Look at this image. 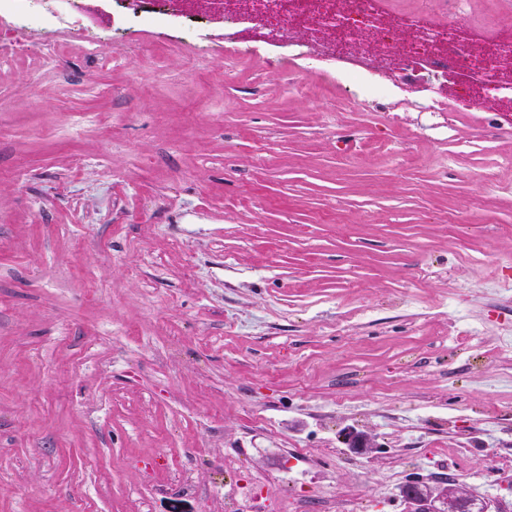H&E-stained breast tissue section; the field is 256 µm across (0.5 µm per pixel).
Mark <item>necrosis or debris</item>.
Masks as SVG:
<instances>
[{"label": "necrosis or debris", "instance_id": "4bbe7bcc", "mask_svg": "<svg viewBox=\"0 0 512 512\" xmlns=\"http://www.w3.org/2000/svg\"><path fill=\"white\" fill-rule=\"evenodd\" d=\"M91 0H0V45H25L33 56H41L49 36L61 34L77 47H90L103 65L112 63L111 43L89 46L82 16L89 12ZM471 0H458L454 20L426 21L409 40L402 39L403 17L383 15L377 0H122V9L137 20L167 16L186 19L183 49L193 47L199 32L192 24L195 16H221L227 20L248 15L258 18L265 40L291 47L293 55L309 54L313 46L298 43V29L326 34L330 45L328 61L343 64L344 84L351 87L382 79L379 70L351 66L355 40L369 34L374 49L384 56L388 69L413 71L410 80L399 88L423 94L426 108L440 112L441 93H449L466 110L477 112L489 102L512 101V79L502 72L512 61V40L496 36L497 22H490V36L483 50H475L458 34V18H469ZM281 475L266 472L238 480L224 491V512H275L277 504L270 487L281 482ZM319 485L330 486L328 494H313L305 499H289L286 512H364L362 501L334 485L333 475L320 472Z\"/></svg>", "mask_w": 512, "mask_h": 512}]
</instances>
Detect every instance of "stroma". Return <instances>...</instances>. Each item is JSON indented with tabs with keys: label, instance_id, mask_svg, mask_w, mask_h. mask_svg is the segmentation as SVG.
<instances>
[{
	"label": "stroma",
	"instance_id": "obj_1",
	"mask_svg": "<svg viewBox=\"0 0 512 512\" xmlns=\"http://www.w3.org/2000/svg\"><path fill=\"white\" fill-rule=\"evenodd\" d=\"M84 24L115 42L111 68L67 48L0 56V512H224L238 475L286 474V449L342 448L351 429L373 442L360 466L325 465L363 504L388 462L413 476L436 456L512 507L479 476L512 429L498 112L442 130L410 95L388 112L353 100L333 70L299 96L288 71L312 57L258 40L225 58L256 19L208 18L192 54L175 20ZM151 41L173 46L159 71ZM421 437L427 455H401Z\"/></svg>",
	"mask_w": 512,
	"mask_h": 512
}]
</instances>
